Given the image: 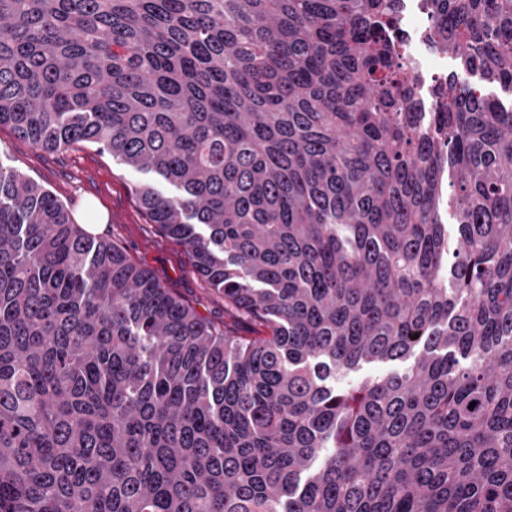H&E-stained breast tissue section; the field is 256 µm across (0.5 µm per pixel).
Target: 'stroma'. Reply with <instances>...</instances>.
Returning a JSON list of instances; mask_svg holds the SVG:
<instances>
[{
  "instance_id": "1",
  "label": "stroma",
  "mask_w": 512,
  "mask_h": 512,
  "mask_svg": "<svg viewBox=\"0 0 512 512\" xmlns=\"http://www.w3.org/2000/svg\"><path fill=\"white\" fill-rule=\"evenodd\" d=\"M0 165L26 173L75 215L94 206L100 216L92 227L94 234L121 244L133 262L156 273L200 314L223 319V295L205 288L183 247L161 233L138 204L134 188L153 181V174L121 166L92 145L46 152L6 127L0 128Z\"/></svg>"
}]
</instances>
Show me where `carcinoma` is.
I'll list each match as a JSON object with an SVG mask.
<instances>
[{
	"instance_id": "cac0c4a2",
	"label": "carcinoma",
	"mask_w": 512,
	"mask_h": 512,
	"mask_svg": "<svg viewBox=\"0 0 512 512\" xmlns=\"http://www.w3.org/2000/svg\"><path fill=\"white\" fill-rule=\"evenodd\" d=\"M430 2L512 95V0ZM398 12L0 0V126L173 186L135 193L224 295L0 165V512H512V102L424 111Z\"/></svg>"
}]
</instances>
